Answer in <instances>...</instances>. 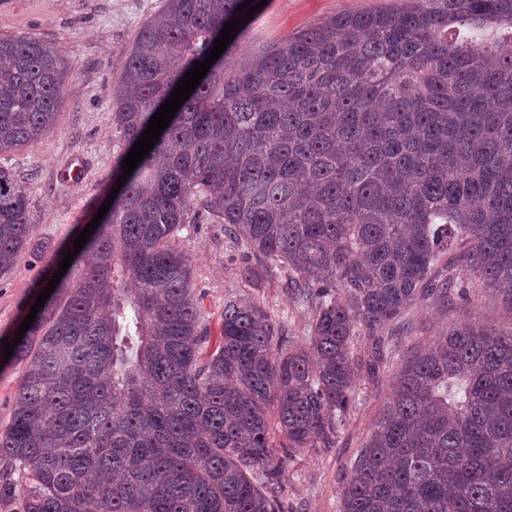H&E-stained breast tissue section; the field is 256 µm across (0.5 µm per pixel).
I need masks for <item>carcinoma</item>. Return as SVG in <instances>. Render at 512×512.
I'll return each mask as SVG.
<instances>
[{"label": "carcinoma", "mask_w": 512, "mask_h": 512, "mask_svg": "<svg viewBox=\"0 0 512 512\" xmlns=\"http://www.w3.org/2000/svg\"><path fill=\"white\" fill-rule=\"evenodd\" d=\"M245 0H167L128 51L123 151ZM240 33L132 171L13 350L0 498L23 512H285L303 448H330L416 300L486 288L512 311V0H403L300 30L247 65ZM53 43L0 37V152L54 128ZM201 208L313 312L308 344L224 300L218 346L175 232ZM24 187L0 166V277L28 250ZM455 253L456 262L445 260ZM341 512H512V330L463 324L407 360ZM15 488L11 496L0 501V512H23L24 499L33 487V481L26 472L15 473Z\"/></svg>", "instance_id": "carcinoma-1"}]
</instances>
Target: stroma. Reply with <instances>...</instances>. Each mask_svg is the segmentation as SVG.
Returning a JSON list of instances; mask_svg holds the SVG:
<instances>
[{
	"instance_id": "1",
	"label": "stroma",
	"mask_w": 512,
	"mask_h": 512,
	"mask_svg": "<svg viewBox=\"0 0 512 512\" xmlns=\"http://www.w3.org/2000/svg\"><path fill=\"white\" fill-rule=\"evenodd\" d=\"M389 0H267L243 25L237 64H244L298 29L333 15L367 13ZM166 0H0V36L25 32L55 43L69 71L58 118L46 137L0 152V165L23 179L32 221L31 245L8 275L0 278V348L34 300L39 281L50 278L58 253L97 213L112 186V164L121 146L112 132V99L125 57L145 21ZM80 161V179L62 181V171ZM174 242L190 260L195 294L211 344H218L224 301H254L294 343H305L312 311L285 285L283 273L244 278L256 265L246 248L229 238L222 224H187ZM470 323L508 330L512 313L487 290L453 296L446 303L417 301L396 323L380 328L396 337L390 360L376 377L359 373L355 404L333 447L308 448L291 459L273 495L289 512H339L354 462L404 361L428 348L448 327Z\"/></svg>"
}]
</instances>
